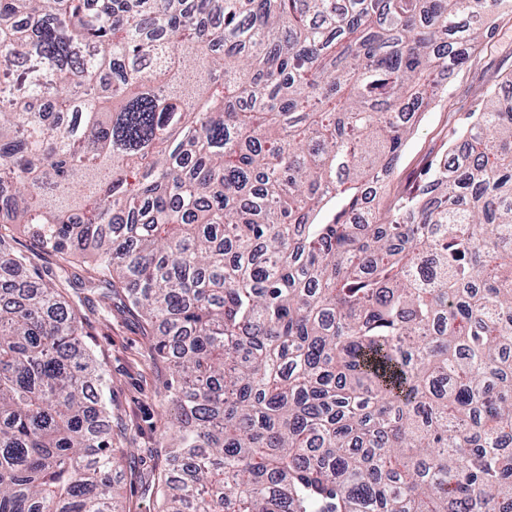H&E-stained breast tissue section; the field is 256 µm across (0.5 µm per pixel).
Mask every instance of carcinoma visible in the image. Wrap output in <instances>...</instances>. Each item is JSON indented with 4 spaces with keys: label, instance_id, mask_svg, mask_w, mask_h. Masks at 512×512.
Masks as SVG:
<instances>
[{
    "label": "carcinoma",
    "instance_id": "1",
    "mask_svg": "<svg viewBox=\"0 0 512 512\" xmlns=\"http://www.w3.org/2000/svg\"><path fill=\"white\" fill-rule=\"evenodd\" d=\"M0 0V512H121L105 370L172 375L159 512H512V97L386 191L504 0ZM13 245L21 249H31L34 262L43 268V270H52L59 272V267L66 265L61 258V255L52 252L51 250H44L34 247L20 230L15 231V241Z\"/></svg>",
    "mask_w": 512,
    "mask_h": 512
}]
</instances>
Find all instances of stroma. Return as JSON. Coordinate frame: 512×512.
Instances as JSON below:
<instances>
[{"instance_id": "stroma-1", "label": "stroma", "mask_w": 512, "mask_h": 512, "mask_svg": "<svg viewBox=\"0 0 512 512\" xmlns=\"http://www.w3.org/2000/svg\"><path fill=\"white\" fill-rule=\"evenodd\" d=\"M495 44L493 53L457 70L444 98L425 109L405 145L393 185L420 180L461 130L465 113L478 110L483 91L512 72V19H501ZM79 312L85 322L83 342L111 381L109 424L113 447L122 457L117 470L120 505L124 512H157L154 480L167 458L160 433L168 410L164 392L169 369L153 351L150 328L125 297L113 298L105 313L92 302L80 305Z\"/></svg>"}]
</instances>
